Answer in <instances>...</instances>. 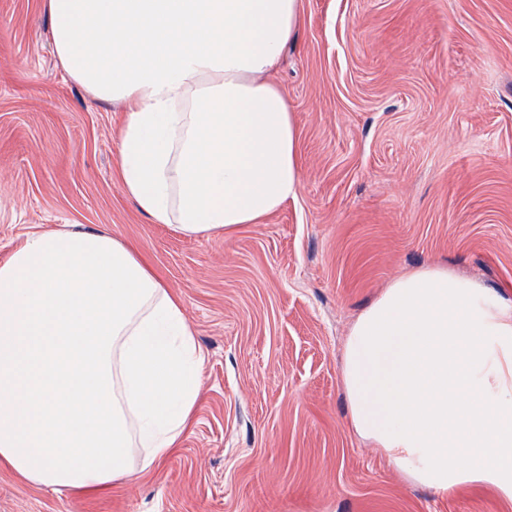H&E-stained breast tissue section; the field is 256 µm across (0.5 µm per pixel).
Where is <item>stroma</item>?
Here are the masks:
<instances>
[{
  "instance_id": "35a3bbf8",
  "label": "stroma",
  "mask_w": 512,
  "mask_h": 512,
  "mask_svg": "<svg viewBox=\"0 0 512 512\" xmlns=\"http://www.w3.org/2000/svg\"><path fill=\"white\" fill-rule=\"evenodd\" d=\"M278 80L301 185L264 223L187 237L123 193L111 104L53 53L43 0H0V259L74 224L134 243L207 360L180 448L95 495L0 469V512H512L441 496L353 430L357 316L425 266L512 303V0H303Z\"/></svg>"
}]
</instances>
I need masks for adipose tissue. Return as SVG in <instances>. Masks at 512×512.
<instances>
[{"mask_svg":"<svg viewBox=\"0 0 512 512\" xmlns=\"http://www.w3.org/2000/svg\"><path fill=\"white\" fill-rule=\"evenodd\" d=\"M61 69L118 106L124 194L187 236L263 223L301 185L274 78L303 0H44ZM206 356L181 299L110 231L24 234L0 261V468L84 491L157 465L191 427ZM355 432L439 494L512 501V306L435 266L353 322Z\"/></svg>","mask_w":512,"mask_h":512,"instance_id":"obj_1","label":"adipose tissue"}]
</instances>
